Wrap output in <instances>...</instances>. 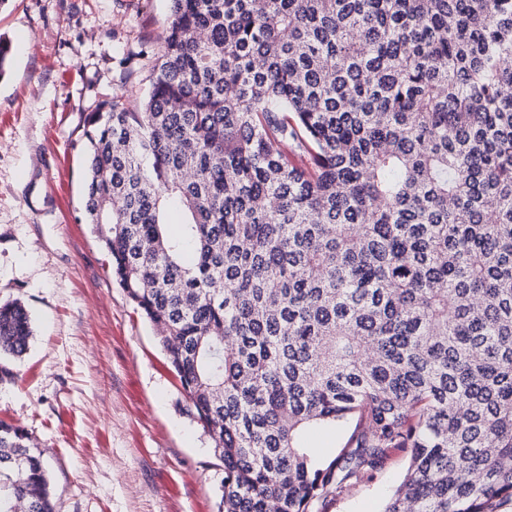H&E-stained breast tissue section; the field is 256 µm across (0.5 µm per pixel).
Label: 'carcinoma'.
Instances as JSON below:
<instances>
[{
    "instance_id": "1",
    "label": "carcinoma",
    "mask_w": 512,
    "mask_h": 512,
    "mask_svg": "<svg viewBox=\"0 0 512 512\" xmlns=\"http://www.w3.org/2000/svg\"><path fill=\"white\" fill-rule=\"evenodd\" d=\"M82 137L86 223L212 440L217 512H314L391 448L383 512L512 505V0H169L146 94ZM32 336L0 303V382ZM17 499L55 512L0 419Z\"/></svg>"
}]
</instances>
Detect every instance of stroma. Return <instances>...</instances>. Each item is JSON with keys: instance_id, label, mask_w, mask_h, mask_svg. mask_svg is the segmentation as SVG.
Returning a JSON list of instances; mask_svg holds the SVG:
<instances>
[{"instance_id": "35a3bbf8", "label": "stroma", "mask_w": 512, "mask_h": 512, "mask_svg": "<svg viewBox=\"0 0 512 512\" xmlns=\"http://www.w3.org/2000/svg\"><path fill=\"white\" fill-rule=\"evenodd\" d=\"M168 0H6L0 77V301L33 336L0 383V418L45 451L57 512H216L224 472L149 322L84 222L86 112L149 86ZM408 465L318 512H381Z\"/></svg>"}]
</instances>
